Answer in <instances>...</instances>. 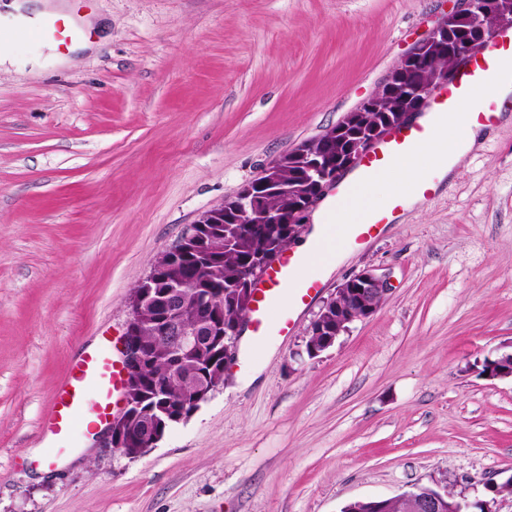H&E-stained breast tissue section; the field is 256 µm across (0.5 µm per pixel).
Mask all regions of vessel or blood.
Wrapping results in <instances>:
<instances>
[{"label": "vessel or blood", "mask_w": 512, "mask_h": 512, "mask_svg": "<svg viewBox=\"0 0 512 512\" xmlns=\"http://www.w3.org/2000/svg\"><path fill=\"white\" fill-rule=\"evenodd\" d=\"M77 29L61 18H52L31 29H1L0 41L21 37L41 41L55 38L60 43L71 41ZM512 60V27L499 29L492 38L489 54L467 60L454 80L437 90L422 111L406 123L389 130L372 145L354 169L358 180H366L374 172L387 168L396 158L415 151L433 129L456 107L493 77L494 58ZM404 209L402 197H391L379 210L361 216L345 225L344 239L349 246H361L379 237L396 222ZM325 283L320 272L306 269L305 260L295 253L275 259L254 285V301L246 315L249 332L254 339L288 336L298 315L321 293ZM120 362L108 348L83 351L75 360L67 381L56 391L50 414L43 428L55 435H65L87 424H107L112 415L114 396L123 386Z\"/></svg>", "instance_id": "b4317fda"}]
</instances>
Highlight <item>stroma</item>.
<instances>
[{
  "instance_id": "obj_1",
  "label": "stroma",
  "mask_w": 512,
  "mask_h": 512,
  "mask_svg": "<svg viewBox=\"0 0 512 512\" xmlns=\"http://www.w3.org/2000/svg\"><path fill=\"white\" fill-rule=\"evenodd\" d=\"M32 2L85 46L18 39L0 64V512H340L435 481L512 512L484 488L512 477V378L481 373L512 352V105L147 454L41 431L154 261L376 93L449 0ZM367 269L379 310L308 357L322 301Z\"/></svg>"
}]
</instances>
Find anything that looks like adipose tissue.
I'll return each instance as SVG.
<instances>
[{"mask_svg":"<svg viewBox=\"0 0 512 512\" xmlns=\"http://www.w3.org/2000/svg\"><path fill=\"white\" fill-rule=\"evenodd\" d=\"M471 110L470 102H462L449 116L447 124L437 127L420 145L418 154H428L432 166L444 172L451 171L450 155L456 154L460 144H473L479 131L478 126L467 119ZM418 154L396 159L388 168L374 173L358 185L351 196L337 203L335 209L324 207L315 214L314 223L327 228V241L333 253H340L344 247L343 239L336 235L338 228L354 220L361 212L375 209L381 195L411 193L413 185L426 174L425 169L417 165Z\"/></svg>","mask_w":512,"mask_h":512,"instance_id":"adipose-tissue-1","label":"adipose tissue"}]
</instances>
